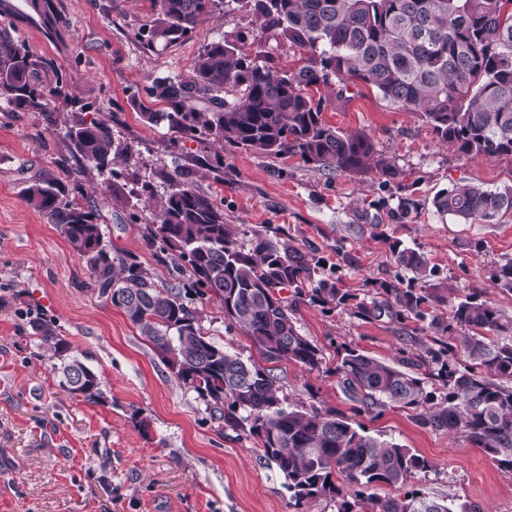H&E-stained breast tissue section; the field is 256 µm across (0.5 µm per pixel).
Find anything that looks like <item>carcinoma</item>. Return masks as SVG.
Instances as JSON below:
<instances>
[{
	"label": "carcinoma",
	"instance_id": "carcinoma-1",
	"mask_svg": "<svg viewBox=\"0 0 512 512\" xmlns=\"http://www.w3.org/2000/svg\"><path fill=\"white\" fill-rule=\"evenodd\" d=\"M153 2L156 13L138 32L148 54L188 39L218 0ZM226 2L250 8L261 32H275L308 50L306 64L279 70L259 41H211L195 57L190 78L154 82L152 97L168 111L154 112L140 102L146 122L162 116L177 133L273 158L297 156L322 172L374 170L397 178L394 158L377 153L366 133L344 132L324 120L322 101L312 91L335 78L362 82L391 104L421 112L439 143L462 154L512 157V0ZM31 4L42 27L53 32L52 0ZM10 29L0 25V99L12 111H43L62 77L53 73L55 86H48L40 78L46 67ZM64 136L74 157L114 175L119 150L111 126L73 113L64 121ZM24 200L61 228L100 296L149 339L218 427L254 441L259 459L287 481L295 508L324 497L336 503V512H477L466 503H438L419 490L366 495L364 488L377 483L404 488L432 464L409 448L369 435L346 416L288 402L272 369L243 360L204 332L201 312L181 290L159 285L139 262L112 252L97 210L70 197L62 182L35 178ZM433 206L441 216L495 224L512 212V189L460 184L437 193ZM144 209L148 238L183 262L195 292L215 300L227 326L241 329L267 362L286 360L307 372L322 367L321 349L296 326L301 304L420 323L425 336L411 341L421 352L403 356L397 366L356 345H342L335 373L343 389L360 412L390 405L411 409L419 424L465 438L512 472V317L476 294L460 297L431 283L424 253L388 240L395 261L421 286L382 281L370 300H359L337 279L320 276L322 259L266 231L255 232L244 247L238 227L224 223V211L211 196L177 170ZM494 281L512 293V260L498 268ZM433 303L448 306V314L429 312ZM29 326L60 362L61 387L99 401L98 372L71 353L60 328L38 317ZM335 474L357 490L344 492Z\"/></svg>",
	"mask_w": 512,
	"mask_h": 512
}]
</instances>
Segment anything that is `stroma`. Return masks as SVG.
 <instances>
[{
	"label": "stroma",
	"instance_id": "stroma-1",
	"mask_svg": "<svg viewBox=\"0 0 512 512\" xmlns=\"http://www.w3.org/2000/svg\"><path fill=\"white\" fill-rule=\"evenodd\" d=\"M6 20L49 70L61 72L66 97L48 111L8 112L0 106V512H293L286 481L252 451L247 439L224 434L194 393L180 382L126 315L99 297L87 267L61 229L29 207L30 179L69 182L79 203L98 209L113 249L134 257L163 285L190 288L170 251L144 235L147 191L163 193L173 168L212 196L242 240L267 226L280 239L322 257L341 288L364 295L371 281L413 274L398 267L389 239L425 254L433 283L475 292L512 315V294L493 282L512 259V214L494 224L439 215L441 190L470 183L512 187V158L471 157L438 143L419 112L394 106L355 83L321 89L323 117L336 128L366 132L401 172L328 174L295 157L278 159L184 137L167 122L144 121L138 102H151L154 80L189 77L198 51L225 37L254 38L244 10H215L192 39L145 53L137 34L154 13L152 0H54L58 23L46 32L30 18L28 0H11ZM108 122L128 152L112 181L70 153L64 116ZM411 196L405 221L392 211ZM202 326L246 360L260 354L249 338L227 329L212 300L197 301ZM56 322L82 361L97 370L103 398L89 403L60 386L53 360L28 325ZM300 332L323 352L308 373L273 363L288 400L355 417L370 434L396 442L433 465L414 485L428 497H454L481 512H512V472L464 438L420 426L408 409L355 414L335 373L336 348L353 344L397 361L412 322L364 319L346 310L299 306Z\"/></svg>",
	"mask_w": 512,
	"mask_h": 512
}]
</instances>
